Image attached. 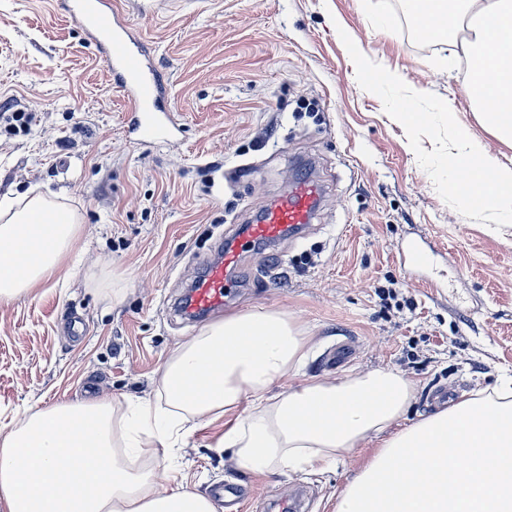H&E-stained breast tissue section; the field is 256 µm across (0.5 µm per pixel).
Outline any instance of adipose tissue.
Returning a JSON list of instances; mask_svg holds the SVG:
<instances>
[{"label":"adipose tissue","mask_w":512,"mask_h":512,"mask_svg":"<svg viewBox=\"0 0 512 512\" xmlns=\"http://www.w3.org/2000/svg\"><path fill=\"white\" fill-rule=\"evenodd\" d=\"M427 34L465 57L464 89L480 118L512 146V0H405ZM478 17L472 39L458 23ZM80 214L35 194L0 199V303L57 272L81 233ZM309 338L287 314L238 312L207 325L168 363L167 407L119 408L108 399L30 415L0 438V498L8 512H218L214 499L161 483L128 457L156 456L188 436V416L234 413L216 445L239 469L320 468L363 442L378 453L337 498L336 512H512V392L475 394L397 433L408 383L374 370L301 386L269 400L271 386L300 369ZM252 400L245 415L238 408Z\"/></svg>","instance_id":"obj_1"}]
</instances>
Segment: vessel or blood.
Returning <instances> with one entry per match:
<instances>
[{
	"label": "vessel or blood",
	"instance_id": "1",
	"mask_svg": "<svg viewBox=\"0 0 512 512\" xmlns=\"http://www.w3.org/2000/svg\"><path fill=\"white\" fill-rule=\"evenodd\" d=\"M66 10L96 42L113 81L126 92L128 127L136 143L179 142L181 128L167 107L165 79L127 20L111 16L108 0H67ZM316 197L317 189L312 183L296 182L257 223L246 225L239 240L226 245L223 262L210 266L198 279L187 302L186 315L200 317L222 311L230 288L227 274L237 269L245 245L272 242L311 223Z\"/></svg>",
	"mask_w": 512,
	"mask_h": 512
}]
</instances>
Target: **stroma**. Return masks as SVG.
Wrapping results in <instances>:
<instances>
[{
    "instance_id": "stroma-1",
    "label": "stroma",
    "mask_w": 512,
    "mask_h": 512,
    "mask_svg": "<svg viewBox=\"0 0 512 512\" xmlns=\"http://www.w3.org/2000/svg\"><path fill=\"white\" fill-rule=\"evenodd\" d=\"M111 0L167 79L179 143L129 138V103L82 26L58 0H0V110L31 113L0 129V197L52 192L82 232L50 281L0 304V437L25 416L106 396L163 402V372L202 323L175 304L226 232L288 189L323 187L303 238L248 248L225 314L278 309L311 338L303 366L270 396L385 370L412 400L408 426L454 401L512 385V226L495 230L447 205L403 126L362 89L339 34L413 90L443 99L474 139L512 166L463 93L467 71L425 35L401 0ZM431 259L410 268L404 244ZM347 362L324 365L336 348ZM174 455L142 460L191 491L240 485L238 512H304L336 499L377 452L369 440L321 470L240 471L199 425Z\"/></svg>"
}]
</instances>
